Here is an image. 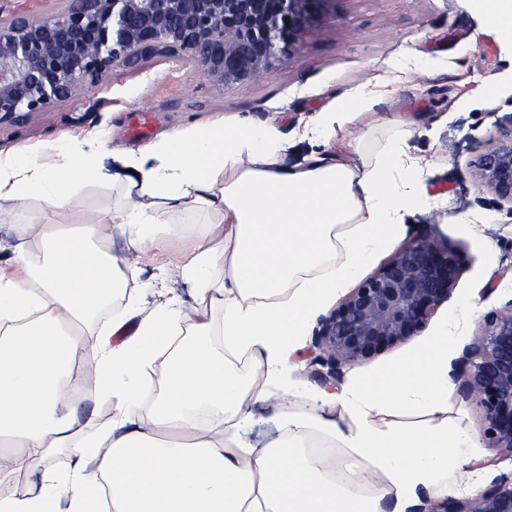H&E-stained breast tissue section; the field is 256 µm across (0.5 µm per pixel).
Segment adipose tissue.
I'll list each match as a JSON object with an SVG mask.
<instances>
[{"mask_svg": "<svg viewBox=\"0 0 512 512\" xmlns=\"http://www.w3.org/2000/svg\"><path fill=\"white\" fill-rule=\"evenodd\" d=\"M487 31L512 47V0H475ZM368 97L338 99L306 131L333 138L369 112ZM399 131L376 161L356 170L320 156L288 166V136L273 123L225 121L176 129L136 152L113 153L92 136L62 144L63 163H36L24 149L0 155V202L40 199L44 214L16 231L0 266V484L25 469L35 496L0 497V512H88L87 470L110 490L102 512H419L427 495L447 494L466 473V431L447 425L382 430L369 422L387 408L440 410L448 397L442 334L420 354L358 388L331 395L343 421L280 407V434L256 448L249 382L225 350L254 355L278 381L300 348L311 314L372 260L419 208L422 159ZM124 182L130 201L66 225L82 184ZM203 209L210 225L179 263L183 278L210 292L224 269V320L166 303L144 312L121 342L94 321L110 296H131L137 267L111 252L112 228L161 250L159 227ZM349 232H341V225ZM346 261L333 265L337 249ZM188 341L173 344L181 321ZM222 336L224 350L212 339ZM88 358L97 389L117 413L103 426L70 397L74 364ZM338 442L349 460L327 470L306 442ZM55 448L73 464L60 477L40 469Z\"/></svg>", "mask_w": 512, "mask_h": 512, "instance_id": "adipose-tissue-1", "label": "adipose tissue"}]
</instances>
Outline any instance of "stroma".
I'll list each match as a JSON object with an SVG mask.
<instances>
[{
	"instance_id": "1",
	"label": "stroma",
	"mask_w": 512,
	"mask_h": 512,
	"mask_svg": "<svg viewBox=\"0 0 512 512\" xmlns=\"http://www.w3.org/2000/svg\"><path fill=\"white\" fill-rule=\"evenodd\" d=\"M498 90L485 92L488 80ZM367 93L372 113L359 115L330 140L299 136L300 128L332 100ZM277 120L289 134L284 162L295 165L327 156L356 166L372 163L402 126L413 134L411 156L428 160L419 188L425 203L405 214L401 231L363 270L374 275L411 239L438 231L460 264L448 299L432 315L423 338L393 347L343 368L339 389L377 378L416 354L424 338L448 332L454 341L449 360L460 358L484 327L485 315L512 304V205L497 202L475 179L481 150L512 127V49L484 29L472 0H323L312 15L302 43L277 55L269 72L253 81L218 86L177 54L118 67L101 88L78 90L49 109L0 127V153L32 149L37 161L60 162L51 149L64 133L98 135L110 148L139 150L167 132L220 119ZM118 185H87L71 200V215L122 206ZM204 212L185 213L182 232L166 254L138 248L120 229L112 231V254L138 262L139 306L151 310L173 299L186 310L207 308L222 321L224 308L214 292L198 295L175 278L172 261L204 231ZM307 361L292 359L279 383L261 380L248 438L264 447L277 434L278 403L289 384H303L291 403L306 412L322 387ZM461 384H448L442 412L430 415L391 410L373 416L381 428L412 429L442 422L464 429L472 440L470 482L452 489L471 497L501 475L512 473V454L487 447L484 417L475 400L464 399Z\"/></svg>"
}]
</instances>
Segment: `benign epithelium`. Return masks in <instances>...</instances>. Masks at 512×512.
Masks as SVG:
<instances>
[{"label":"benign epithelium","instance_id":"1","mask_svg":"<svg viewBox=\"0 0 512 512\" xmlns=\"http://www.w3.org/2000/svg\"><path fill=\"white\" fill-rule=\"evenodd\" d=\"M54 16L0 21V125L49 108L82 86L105 85L116 67L173 52L210 82L229 86L268 72L298 45L322 0H67ZM475 177L512 204V131L485 148ZM459 275L456 255L435 235L403 246L323 317L303 354L327 367L318 381L336 389L340 369L424 333ZM461 392L484 411L490 448L512 453V308L492 311L459 360ZM426 512H512V476L476 496L428 503Z\"/></svg>","mask_w":512,"mask_h":512}]
</instances>
